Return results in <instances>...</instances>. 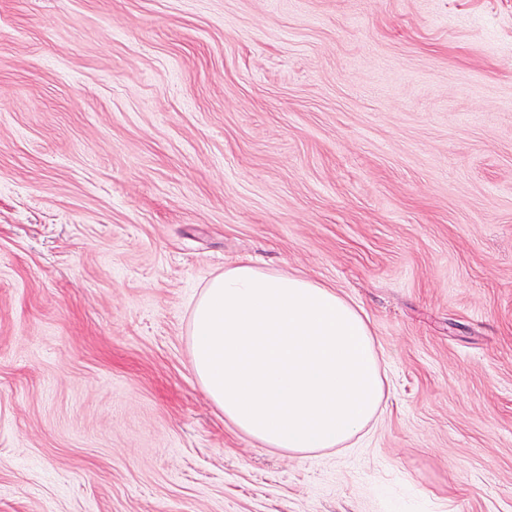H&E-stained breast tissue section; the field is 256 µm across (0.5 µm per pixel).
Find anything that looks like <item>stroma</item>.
<instances>
[{"label": "stroma", "instance_id": "stroma-1", "mask_svg": "<svg viewBox=\"0 0 512 512\" xmlns=\"http://www.w3.org/2000/svg\"><path fill=\"white\" fill-rule=\"evenodd\" d=\"M367 316L353 448L225 424L190 302ZM512 512V0H0V512Z\"/></svg>", "mask_w": 512, "mask_h": 512}]
</instances>
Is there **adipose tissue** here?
Here are the masks:
<instances>
[{"instance_id":"adipose-tissue-1","label":"adipose tissue","mask_w":512,"mask_h":512,"mask_svg":"<svg viewBox=\"0 0 512 512\" xmlns=\"http://www.w3.org/2000/svg\"><path fill=\"white\" fill-rule=\"evenodd\" d=\"M192 368L224 419L267 448H341L377 419L384 370L366 317L324 283L250 263L195 301Z\"/></svg>"}]
</instances>
